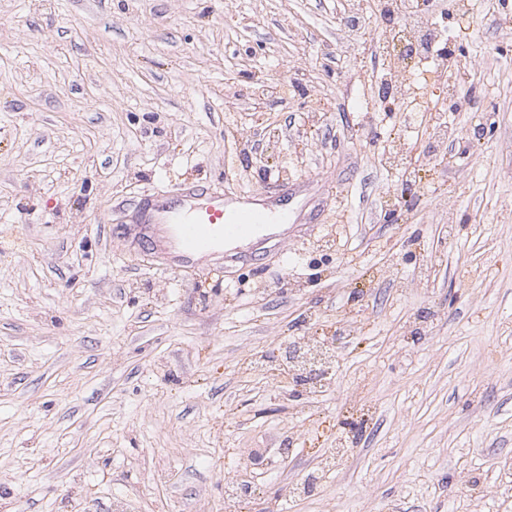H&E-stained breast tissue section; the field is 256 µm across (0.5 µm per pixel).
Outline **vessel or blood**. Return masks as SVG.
Returning <instances> with one entry per match:
<instances>
[{
    "label": "vessel or blood",
    "instance_id": "obj_1",
    "mask_svg": "<svg viewBox=\"0 0 512 512\" xmlns=\"http://www.w3.org/2000/svg\"><path fill=\"white\" fill-rule=\"evenodd\" d=\"M144 221L163 228L164 244L177 266L196 267L225 242L253 236L269 223L270 214L256 197L228 202L199 184L177 182L157 199Z\"/></svg>",
    "mask_w": 512,
    "mask_h": 512
}]
</instances>
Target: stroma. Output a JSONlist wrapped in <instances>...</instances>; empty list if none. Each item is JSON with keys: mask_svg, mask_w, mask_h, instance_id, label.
Instances as JSON below:
<instances>
[{"mask_svg": "<svg viewBox=\"0 0 512 512\" xmlns=\"http://www.w3.org/2000/svg\"><path fill=\"white\" fill-rule=\"evenodd\" d=\"M356 2L0 0V512H512V16L434 0L481 66L426 168L428 129L366 109L373 72L340 41ZM388 141L427 186L396 223ZM183 179L286 185L298 218L221 274L170 267L131 216ZM409 250L429 286L402 288ZM347 310L363 330L277 457L297 404L239 352ZM356 413L343 471L289 497ZM242 459L229 504L214 465ZM430 135L436 143L437 151L428 162L434 163L447 155L448 141L453 139L454 133L448 127V122H437L430 127Z\"/></svg>", "mask_w": 512, "mask_h": 512, "instance_id": "stroma-1", "label": "stroma"}]
</instances>
